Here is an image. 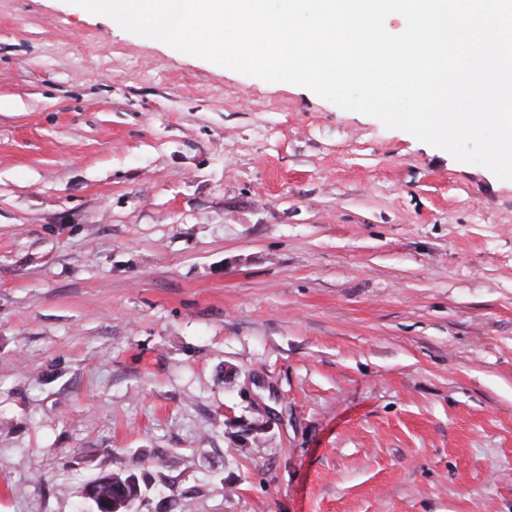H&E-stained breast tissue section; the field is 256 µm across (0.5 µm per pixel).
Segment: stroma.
I'll list each match as a JSON object with an SVG mask.
<instances>
[{
	"mask_svg": "<svg viewBox=\"0 0 512 512\" xmlns=\"http://www.w3.org/2000/svg\"><path fill=\"white\" fill-rule=\"evenodd\" d=\"M512 512V181L0 0V512ZM135 476L134 474H123L120 472H112L110 474H106L99 478L102 483L97 486L98 496L102 498H108L112 494V486L118 485L119 482H123L126 484V481ZM96 478V479H98ZM98 484L97 481L93 480L88 483L85 487V496L91 500L94 506L97 509V512H120L125 511L123 509L127 508L132 501H130L126 496L122 493L119 495L112 497V499L107 501H101L98 499V496L95 491V487Z\"/></svg>",
	"mask_w": 512,
	"mask_h": 512,
	"instance_id": "stroma-1",
	"label": "stroma"
}]
</instances>
